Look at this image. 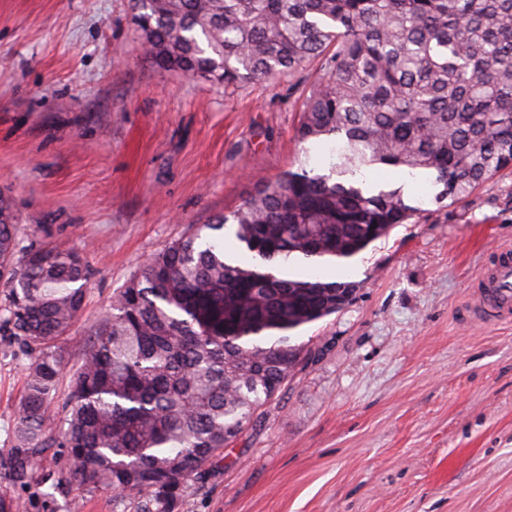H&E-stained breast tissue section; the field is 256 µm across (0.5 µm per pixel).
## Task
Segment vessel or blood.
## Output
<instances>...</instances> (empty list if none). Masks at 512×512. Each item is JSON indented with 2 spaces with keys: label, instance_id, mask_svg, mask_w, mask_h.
<instances>
[{
  "label": "vessel or blood",
  "instance_id": "obj_1",
  "mask_svg": "<svg viewBox=\"0 0 512 512\" xmlns=\"http://www.w3.org/2000/svg\"><path fill=\"white\" fill-rule=\"evenodd\" d=\"M492 261L481 275L476 290L471 291L463 309L465 319L483 324L512 320V247H491Z\"/></svg>",
  "mask_w": 512,
  "mask_h": 512
}]
</instances>
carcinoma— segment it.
<instances>
[{"mask_svg": "<svg viewBox=\"0 0 512 512\" xmlns=\"http://www.w3.org/2000/svg\"><path fill=\"white\" fill-rule=\"evenodd\" d=\"M146 58L224 88L314 72L297 140L327 143L329 169L261 178L231 216L151 257L112 294L63 378L46 345L79 318L91 271L76 252L22 251L0 197V285L11 334L40 349L28 367L9 480L67 450L86 492L123 512H175L183 488L320 349L290 332L341 311L357 285L280 277L291 260L349 259L418 209L363 170L421 172L455 204L512 167V0H130ZM260 262L225 259L224 229Z\"/></svg>", "mask_w": 512, "mask_h": 512, "instance_id": "obj_1", "label": "carcinoma"}]
</instances>
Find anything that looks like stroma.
Listing matches in <instances>:
<instances>
[{
    "label": "stroma",
    "instance_id": "stroma-1",
    "mask_svg": "<svg viewBox=\"0 0 512 512\" xmlns=\"http://www.w3.org/2000/svg\"><path fill=\"white\" fill-rule=\"evenodd\" d=\"M129 0H0V194L21 246L80 254L93 276L58 342L80 359L115 288L191 226L232 214L259 178L298 169L301 86L223 88L157 68ZM418 212L346 265L351 304L295 332L322 348L260 418L192 480L177 512H512V324L466 326L490 243L512 244V168L463 202ZM0 287V456L36 354L5 323ZM71 467L51 449L22 512H116L107 490H52Z\"/></svg>",
    "mask_w": 512,
    "mask_h": 512
}]
</instances>
